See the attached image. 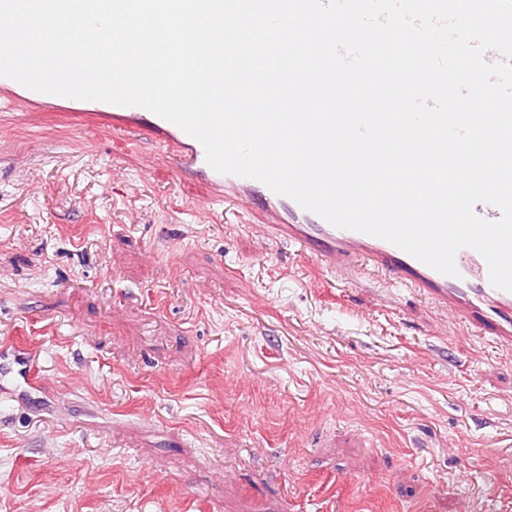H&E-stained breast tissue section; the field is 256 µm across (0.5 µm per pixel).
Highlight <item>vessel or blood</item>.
I'll list each match as a JSON object with an SVG mask.
<instances>
[{
	"label": "vessel or blood",
	"mask_w": 512,
	"mask_h": 512,
	"mask_svg": "<svg viewBox=\"0 0 512 512\" xmlns=\"http://www.w3.org/2000/svg\"><path fill=\"white\" fill-rule=\"evenodd\" d=\"M67 103V97L36 92L0 77V109L42 112ZM93 117L114 132L157 140L178 176L198 185L207 201L242 211L261 237L296 248L326 276L359 269L380 274L391 285L405 287L457 317L466 331L512 350V292L491 284L488 265L474 249L457 252V275L442 274L384 239L329 224L260 181L217 172L207 164L199 141L145 108L97 101Z\"/></svg>",
	"instance_id": "vessel-or-blood-1"
}]
</instances>
